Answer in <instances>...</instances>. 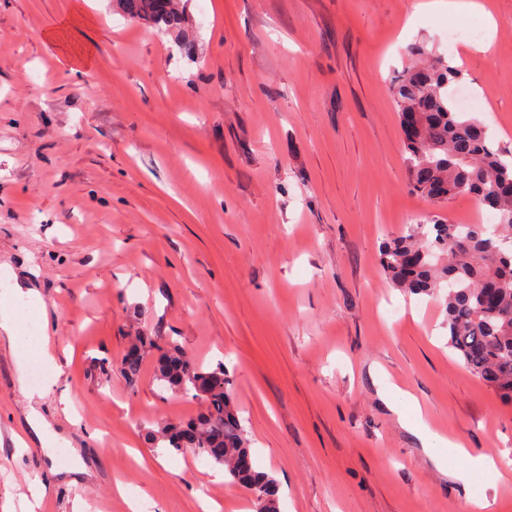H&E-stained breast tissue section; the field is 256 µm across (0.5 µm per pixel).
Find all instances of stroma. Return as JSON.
<instances>
[{"label":"stroma","instance_id":"obj_1","mask_svg":"<svg viewBox=\"0 0 512 512\" xmlns=\"http://www.w3.org/2000/svg\"><path fill=\"white\" fill-rule=\"evenodd\" d=\"M487 2L493 47L466 55L419 0H191V60L110 0H0V303L35 333L36 292L54 357L0 339V512H250L213 464L149 441L199 410L154 355L136 387L103 372L135 334L224 363L280 512H512V404L449 349L443 295L403 294L378 260L408 225L482 216L408 189L391 82L417 48L462 70L512 150V0ZM393 384L504 479L435 465Z\"/></svg>","mask_w":512,"mask_h":512}]
</instances>
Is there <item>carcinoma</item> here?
<instances>
[{
  "label": "carcinoma",
  "mask_w": 512,
  "mask_h": 512,
  "mask_svg": "<svg viewBox=\"0 0 512 512\" xmlns=\"http://www.w3.org/2000/svg\"><path fill=\"white\" fill-rule=\"evenodd\" d=\"M189 0H116L127 18L152 23L163 32L192 24ZM461 70L440 58L406 67L392 84L399 119L417 114L420 138H404L409 188L434 205L459 195L471 197L497 217L488 226L428 220L384 241L379 264L395 287L434 294L448 285L445 313L448 348L467 369L512 401V152L494 147L484 126L456 110L448 85ZM159 351L156 380L201 406L188 422L166 421L150 440L170 451L192 449L195 456L224 468L231 483L249 490L255 512H279L278 485L252 460L251 441L235 406L224 363L213 367L187 357L171 341L159 345L138 337L118 363L134 387L144 357Z\"/></svg>",
  "instance_id": "cac0c4a2"
}]
</instances>
